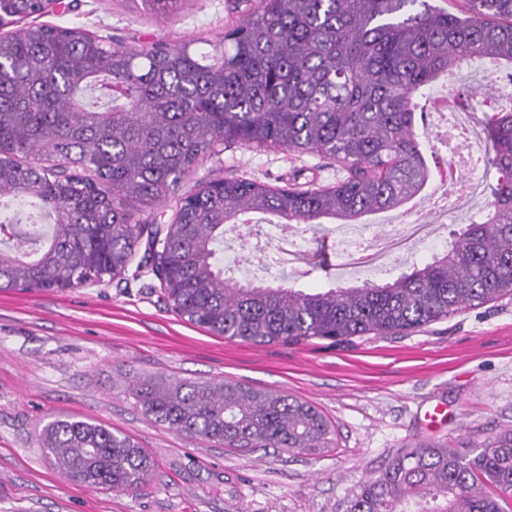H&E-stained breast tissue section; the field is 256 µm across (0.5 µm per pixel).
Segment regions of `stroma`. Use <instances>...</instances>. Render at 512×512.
Instances as JSON below:
<instances>
[{
	"label": "stroma",
	"mask_w": 512,
	"mask_h": 512,
	"mask_svg": "<svg viewBox=\"0 0 512 512\" xmlns=\"http://www.w3.org/2000/svg\"><path fill=\"white\" fill-rule=\"evenodd\" d=\"M40 23L80 27L128 45L163 40L220 55L224 33L260 12L261 0H187L170 18L133 0H64ZM478 100L508 87L488 66L458 74ZM243 176L271 186L336 181V164L279 148L236 143L203 158L180 195ZM340 225L302 233L307 260L284 269L234 265L238 279L287 283L307 292L359 284L337 269ZM151 274L87 283L65 292L0 291V512H349L361 485L413 442L451 448L512 430V297L505 296L408 336L336 343L255 346L213 336L167 311ZM239 381L316 406L335 429L319 454L224 448L146 417L129 395L145 375ZM58 415L129 434L156 469L135 492L106 490L62 475L37 446Z\"/></svg>",
	"instance_id": "1"
}]
</instances>
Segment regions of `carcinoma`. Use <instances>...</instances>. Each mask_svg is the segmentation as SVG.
Returning a JSON list of instances; mask_svg holds the SVG:
<instances>
[{
    "label": "carcinoma",
    "mask_w": 512,
    "mask_h": 512,
    "mask_svg": "<svg viewBox=\"0 0 512 512\" xmlns=\"http://www.w3.org/2000/svg\"><path fill=\"white\" fill-rule=\"evenodd\" d=\"M159 17L184 0H132ZM45 0H0L11 23ZM0 59V291H64L147 269L164 303L210 334L253 345L412 333L512 296V97L488 117L498 173L485 218L461 225L448 250L395 279L306 293L224 271V225L252 216L347 224L392 211L432 178L416 134V99L463 62L512 64V0H467L461 13L429 0H263L224 34V52L149 48L79 27L30 24L3 38ZM317 153L333 185L271 187L219 178L181 200L162 227L138 216L174 196L218 147ZM129 394L146 415L228 448L312 454L335 444L312 404L235 381L148 376ZM38 447L60 472L136 491L154 470L129 435L62 415ZM512 431L460 450L416 443L365 482L350 512H505Z\"/></svg>",
    "instance_id": "1"
}]
</instances>
